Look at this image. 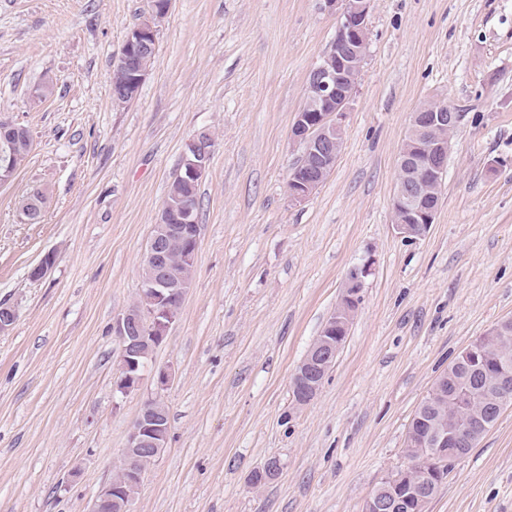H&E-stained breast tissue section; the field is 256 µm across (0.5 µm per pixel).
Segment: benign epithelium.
Returning a JSON list of instances; mask_svg holds the SVG:
<instances>
[{
  "instance_id": "benign-epithelium-1",
  "label": "benign epithelium",
  "mask_w": 512,
  "mask_h": 512,
  "mask_svg": "<svg viewBox=\"0 0 512 512\" xmlns=\"http://www.w3.org/2000/svg\"><path fill=\"white\" fill-rule=\"evenodd\" d=\"M340 6L335 39L322 60L310 71L307 82V105L297 113L291 137L301 148V162L288 181L291 201L303 203L331 173L344 139V121L366 57L370 0H325ZM172 0H154L149 13L130 29L120 54L126 81L115 88L120 99L134 98L148 71L136 66L137 58L156 47L158 26L168 14ZM460 122V114L441 99L420 106L412 115L410 130L398 158L399 182L393 197L394 228L404 238L425 235L434 222L440 206L439 191L448 168L451 139ZM31 140L28 130L15 123L0 121V185L11 181L14 162L23 143ZM212 157L206 133L197 134L188 144L180 170V178L197 183L205 175ZM195 204L184 197L178 206H163L159 221L153 225L146 249L145 266L150 273L147 297L132 304L112 321V335L119 344L116 390L128 395L137 390L153 349L167 336L179 316L184 296L192 282L176 280L168 274L169 259L180 232L178 225L194 222ZM370 268L364 264L353 269L336 309L323 330L312 342L305 357L295 369L290 387L299 404L307 405L317 396L323 380L337 357L343 334L348 332L359 306L362 280ZM487 345L464 348L460 363L472 369H484L494 353L512 345L502 326L485 334ZM508 372L494 378L488 399L496 405L512 401ZM160 396L144 401L132 423L121 463L128 485L140 486L136 469L138 457L158 456L166 447L170 425L159 411ZM477 432L466 419H432L426 426L409 434L408 447L415 451L412 462L401 470L420 475L414 482L397 477L387 495L375 493L363 506V512H410L412 504L420 505L427 493L444 481L448 449L470 444ZM137 497L126 488L105 483L96 493L89 512H134Z\"/></svg>"
}]
</instances>
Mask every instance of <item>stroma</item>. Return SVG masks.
<instances>
[{
    "mask_svg": "<svg viewBox=\"0 0 512 512\" xmlns=\"http://www.w3.org/2000/svg\"><path fill=\"white\" fill-rule=\"evenodd\" d=\"M150 0H0V119L33 146L0 186V512H87L142 403L169 439L136 512H362L408 463L411 419L457 354L512 319V0H371L336 164L305 202L288 179L310 71L338 22L324 0H172L152 68L123 108L112 75ZM53 92L36 101L38 89ZM462 117L441 206L394 228L413 112ZM198 185L192 286L138 390H115L112 320L142 286L147 242L189 140ZM41 189L43 217L17 202ZM47 275L29 272L45 255ZM370 264L335 365L308 406L292 374ZM174 380L158 390L155 369ZM271 460L278 475L254 486ZM428 512H512V406L449 470ZM208 143L206 132H201L187 144L179 176L182 180L198 183L203 178L212 157V148L207 147Z\"/></svg>",
    "mask_w": 512,
    "mask_h": 512,
    "instance_id": "1",
    "label": "stroma"
}]
</instances>
